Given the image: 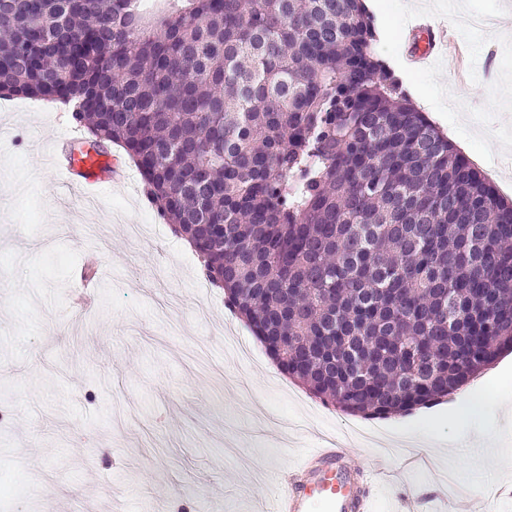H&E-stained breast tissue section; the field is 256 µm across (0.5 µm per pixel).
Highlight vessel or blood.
I'll return each instance as SVG.
<instances>
[{
    "label": "vessel or blood",
    "instance_id": "obj_1",
    "mask_svg": "<svg viewBox=\"0 0 512 512\" xmlns=\"http://www.w3.org/2000/svg\"><path fill=\"white\" fill-rule=\"evenodd\" d=\"M410 62L427 67L448 46V31L435 18L416 16L407 33ZM81 127L69 126L57 139L51 168L71 190L93 192L121 185L125 171L106 150H87ZM377 477L352 464L345 448L326 440L308 450L289 471L275 497L272 512H371Z\"/></svg>",
    "mask_w": 512,
    "mask_h": 512
}]
</instances>
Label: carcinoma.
Segmentation results:
<instances>
[{
  "label": "carcinoma",
  "mask_w": 512,
  "mask_h": 512,
  "mask_svg": "<svg viewBox=\"0 0 512 512\" xmlns=\"http://www.w3.org/2000/svg\"><path fill=\"white\" fill-rule=\"evenodd\" d=\"M374 34L363 0H0V87L83 98L288 377L386 418L512 350V202Z\"/></svg>",
  "instance_id": "cac0c4a2"
}]
</instances>
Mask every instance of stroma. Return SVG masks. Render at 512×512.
<instances>
[{"mask_svg": "<svg viewBox=\"0 0 512 512\" xmlns=\"http://www.w3.org/2000/svg\"><path fill=\"white\" fill-rule=\"evenodd\" d=\"M493 15L462 33L448 0H372L376 42L414 103L467 145L500 196L512 195V0H457ZM446 23L432 67H402L409 19ZM68 107L16 97L0 111V512H258L296 458L355 423L287 378L222 289L203 287L194 252L132 187L66 191L44 150ZM96 259L93 303L73 306L77 268ZM498 409L473 413V447L450 438L456 404L370 422L351 459L385 478L374 512H460L491 489L512 512V351L470 384ZM503 465L483 472L486 456Z\"/></svg>", "mask_w": 512, "mask_h": 512, "instance_id": "35a3bbf8", "label": "stroma"}]
</instances>
